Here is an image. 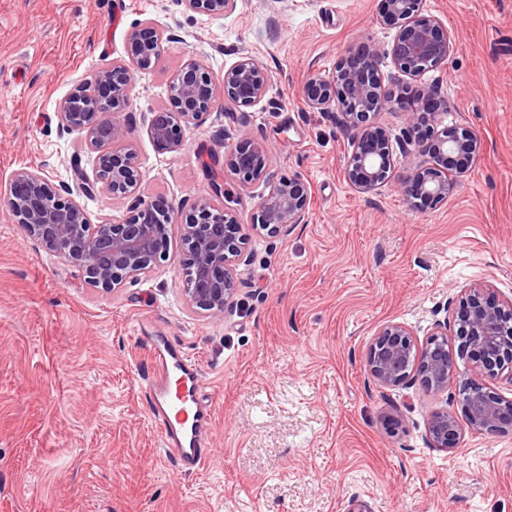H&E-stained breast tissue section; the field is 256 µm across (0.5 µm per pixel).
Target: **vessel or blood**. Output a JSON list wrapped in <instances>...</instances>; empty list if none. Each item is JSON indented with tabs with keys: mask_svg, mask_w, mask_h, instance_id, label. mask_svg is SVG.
<instances>
[{
	"mask_svg": "<svg viewBox=\"0 0 512 512\" xmlns=\"http://www.w3.org/2000/svg\"><path fill=\"white\" fill-rule=\"evenodd\" d=\"M145 343L151 352L150 411L161 426L165 455L182 472L200 471L212 461V408L202 376L168 340L149 336Z\"/></svg>",
	"mask_w": 512,
	"mask_h": 512,
	"instance_id": "vessel-or-blood-1",
	"label": "vessel or blood"
}]
</instances>
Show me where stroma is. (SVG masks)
<instances>
[{
  "instance_id": "obj_1",
  "label": "stroma",
  "mask_w": 512,
  "mask_h": 512,
  "mask_svg": "<svg viewBox=\"0 0 512 512\" xmlns=\"http://www.w3.org/2000/svg\"><path fill=\"white\" fill-rule=\"evenodd\" d=\"M383 0H236L223 15L182 0H0V188L27 168L51 189L96 156L58 128V104L100 67L127 61L143 24L171 33L158 65L132 69L125 116L146 194L174 209L167 257L111 293L26 235L0 202V512H512V434L463 432L447 453L431 412H464L457 387H383L365 370L375 332L403 323L425 343L463 288L512 299V0H423L455 38L447 66L397 85L439 87L432 123L472 128L484 149L447 202L407 205L395 180L346 179L353 134L310 108L305 85L396 30ZM252 56L268 80L249 108L216 96L209 116L161 151L147 134L170 77L196 59L215 73ZM257 146L274 179L307 188L304 223L251 228L266 184L232 204L247 259L223 318L179 290L181 223L227 152ZM176 343L215 405L211 464L181 475L162 451L147 394L148 351Z\"/></svg>"
}]
</instances>
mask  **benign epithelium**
Here are the masks:
<instances>
[{"label":"benign epithelium","instance_id":"1","mask_svg":"<svg viewBox=\"0 0 512 512\" xmlns=\"http://www.w3.org/2000/svg\"><path fill=\"white\" fill-rule=\"evenodd\" d=\"M201 15H220L235 0H183ZM388 22L397 31L389 47L371 45L345 55L329 78L313 77L305 87L310 107L334 112L354 132V150L346 168L348 181L361 193L391 180L395 169L390 133L370 122L371 114L398 108L407 116L403 148L425 160L411 173L397 178L403 196L413 208L448 201L473 159L481 151L477 134L448 125L428 137L421 111L436 117L448 111V101L431 87L410 102L387 87L379 74L381 58L388 57L409 78L438 68L451 58L455 39L440 22L423 12L422 0H384ZM164 35L152 26L131 31L127 39L129 61L138 69L154 67ZM240 107H250L265 95L267 84L257 62L243 56L217 77L203 64L190 60L170 85V108L152 113L147 132L158 147L176 152L184 146L181 128L200 121L213 108L217 90ZM133 83L125 66H108L90 81L75 87L58 105L59 127L76 135L86 148L97 152L95 178H88L74 160L76 185L52 190L41 173L20 169L13 173L3 198L26 234L41 242L60 260L77 267L87 285L110 293L129 280H138L151 265L166 257L174 210L163 201L144 195L134 144L128 140L124 112L132 98ZM224 168L240 185L253 181L268 184L258 205L253 227L270 234L304 223L308 193L296 179L273 180L267 159L258 147L235 150L224 156ZM104 187L127 203V218L120 224L105 218L88 223L77 197ZM224 179L211 180L210 193L201 197L182 224L186 245L182 261L181 291L186 300L207 316L220 319L232 298L236 268L244 257L247 233L237 224L226 204ZM455 336L457 348L448 345ZM474 364L475 378L459 386V402L467 414V427L476 433L512 434V400L488 387L487 381L509 371L512 379V300H501L488 285L460 291L452 324H436V331L419 346L410 330L399 322H386L377 330L366 354L368 375L385 387L419 380L436 392L448 390L457 377V360ZM463 429L446 411L433 412L426 423L430 443L453 453Z\"/></svg>","mask_w":512,"mask_h":512}]
</instances>
